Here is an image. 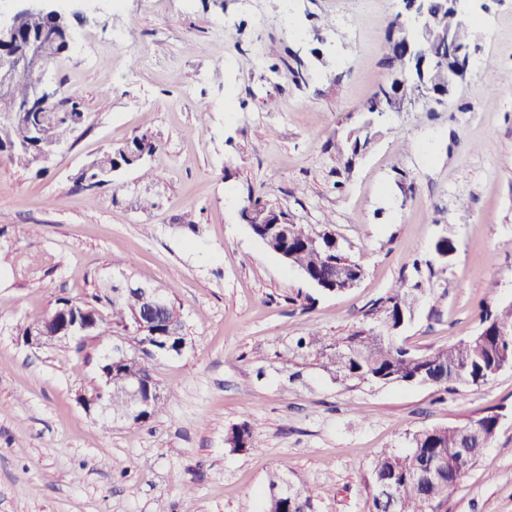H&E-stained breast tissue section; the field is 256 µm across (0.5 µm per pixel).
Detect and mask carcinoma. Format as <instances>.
Segmentation results:
<instances>
[{
	"label": "carcinoma",
	"mask_w": 512,
	"mask_h": 512,
	"mask_svg": "<svg viewBox=\"0 0 512 512\" xmlns=\"http://www.w3.org/2000/svg\"><path fill=\"white\" fill-rule=\"evenodd\" d=\"M427 9L429 26L422 34H395L392 28H387L386 42L393 46L385 53L384 65L391 78L405 74L411 64L407 43L418 41L434 57L432 81L435 88L443 91L448 84V44H454L457 50L471 45L472 31L459 24L448 9V0H428ZM51 26L47 18L27 21L21 28L20 45L28 44ZM34 81L31 70H16L12 75V98L25 100ZM382 92L426 101L419 82L409 80L397 87L386 81L378 85L362 111H375ZM84 121L81 104L61 96L48 102L41 112L11 119L0 117V155L29 168L39 142L62 139ZM143 145L156 148L155 142L142 134L116 149L105 150L88 167L78 171L75 183L85 188L111 184L112 169L131 164L133 150ZM271 248L288 255V262L319 282L334 277L336 265L348 260L346 254L336 249L335 237L303 224L288 225V234L271 243ZM102 288V295L94 294L77 303L60 297L51 310L29 315L21 336H27L32 325L72 305L77 311L85 312L89 320H98L95 336L101 340L108 342L119 333L130 337L134 351L123 358L104 361L100 375L112 374V421L145 424L154 417L160 404L134 409L128 384L136 379L144 390L156 385L149 363L151 355L142 346L147 344L162 353L180 354L187 344L182 308L168 301L167 314L154 327L153 335L137 336L134 324L136 315L144 308L142 294L126 283L114 284L110 279ZM418 291L419 288H412L403 280L396 282L381 305L372 311L371 326L325 346L329 350L326 368L338 379L384 382L428 379L432 386L446 391L463 383L481 385L493 377L494 369L501 363L512 361V305L486 313L477 335L427 354L414 353L397 345L393 338L380 335L378 324L389 320L407 322L412 318L419 300ZM496 427L495 415L470 419L461 425L426 427L412 433L408 450L380 451L371 468L374 512H436L448 499V492L461 472L475 462L481 449L492 439ZM227 443L235 451L260 447L246 423L232 429ZM313 501L314 490L310 486L276 475L269 482L265 512H313Z\"/></svg>",
	"instance_id": "carcinoma-1"
}]
</instances>
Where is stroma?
Returning a JSON list of instances; mask_svg holds the SVG:
<instances>
[{
	"label": "stroma",
	"mask_w": 512,
	"mask_h": 512,
	"mask_svg": "<svg viewBox=\"0 0 512 512\" xmlns=\"http://www.w3.org/2000/svg\"><path fill=\"white\" fill-rule=\"evenodd\" d=\"M66 8L75 45L48 75L87 118L47 164L0 156V512H263L275 473L311 486L314 512H372L378 452L486 414L495 434L441 510L512 512V367L442 393L340 381L297 345L368 326L401 279L421 294L397 341L419 353L475 335L482 306L512 304V0L475 10L471 71L444 104L375 117L361 106L387 74L395 0ZM273 42L281 56H268ZM297 58L302 79L288 71ZM370 119L374 136L345 166L337 143ZM143 133L158 144L144 168L75 185ZM250 197L330 231L363 279L315 288L241 220ZM444 237L456 247L445 264ZM124 275L181 306L188 342L151 362L164 397L151 422L109 426L81 403L105 346L38 349L19 332L57 298ZM243 423L259 449L227 444Z\"/></svg>",
	"instance_id": "35a3bbf8"
}]
</instances>
